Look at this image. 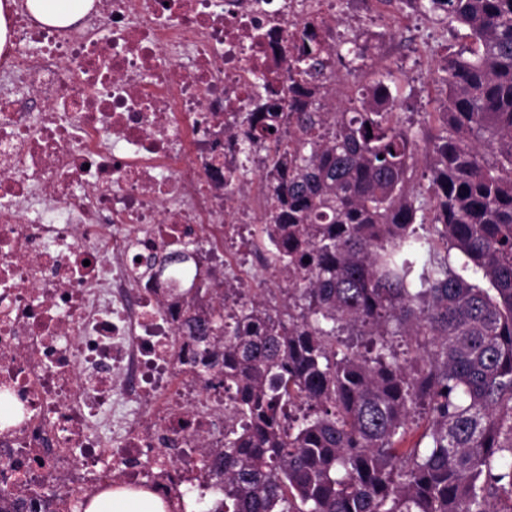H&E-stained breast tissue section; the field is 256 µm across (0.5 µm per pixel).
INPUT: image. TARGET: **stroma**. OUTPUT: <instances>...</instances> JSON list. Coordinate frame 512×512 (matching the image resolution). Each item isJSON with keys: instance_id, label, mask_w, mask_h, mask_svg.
<instances>
[{"instance_id": "35a3bbf8", "label": "stroma", "mask_w": 512, "mask_h": 512, "mask_svg": "<svg viewBox=\"0 0 512 512\" xmlns=\"http://www.w3.org/2000/svg\"><path fill=\"white\" fill-rule=\"evenodd\" d=\"M412 28L399 32L395 37L379 40L375 23L355 26L362 39L378 43L375 56L367 59L359 71L350 73L337 68V100L347 105L358 86L378 79H388L404 112H435L439 109L437 68L439 58L427 47L428 41L438 39L453 50L473 48L474 41L468 28L455 22L438 19L420 11L413 14Z\"/></svg>"}]
</instances>
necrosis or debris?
<instances>
[{"instance_id":"4bbe7bcc","label":"necrosis or debris","mask_w":512,"mask_h":512,"mask_svg":"<svg viewBox=\"0 0 512 512\" xmlns=\"http://www.w3.org/2000/svg\"><path fill=\"white\" fill-rule=\"evenodd\" d=\"M339 0H100L67 28L12 13L0 52V501L80 512L81 488L144 486L168 512L222 493L224 391L186 305L258 278L231 249L257 223L225 181L254 97L292 98L309 25L343 47ZM207 266L153 280L175 246Z\"/></svg>"}]
</instances>
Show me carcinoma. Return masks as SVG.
I'll return each mask as SVG.
<instances>
[{"instance_id":"carcinoma-1","label":"carcinoma","mask_w":512,"mask_h":512,"mask_svg":"<svg viewBox=\"0 0 512 512\" xmlns=\"http://www.w3.org/2000/svg\"><path fill=\"white\" fill-rule=\"evenodd\" d=\"M395 2L477 44L441 58L439 112L401 118L378 80L341 112L296 85L291 113L241 118L242 174L267 151L259 254L287 287L227 288L199 322L228 405L212 512H512V0ZM306 40L302 82L332 67ZM369 51L354 35L337 59ZM174 262L197 252L151 268Z\"/></svg>"}]
</instances>
